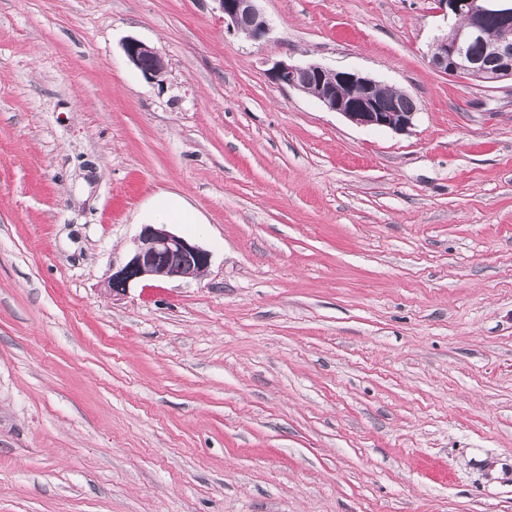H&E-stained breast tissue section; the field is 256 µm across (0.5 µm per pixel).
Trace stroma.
Wrapping results in <instances>:
<instances>
[{
  "mask_svg": "<svg viewBox=\"0 0 512 512\" xmlns=\"http://www.w3.org/2000/svg\"><path fill=\"white\" fill-rule=\"evenodd\" d=\"M259 6L0 0V512H512V82L432 68L433 0ZM163 199L208 270L107 290ZM260 0H216L224 28L253 42L264 41L270 31L269 20L260 9ZM123 49L128 60L146 79L162 81L159 78L165 75L167 63L158 51L134 38L127 39ZM272 74L281 86L305 93L327 111L339 113L358 126L406 133L414 125L416 106L403 108L397 100L402 91L383 87L373 77L292 59L278 61ZM379 92L391 100H384Z\"/></svg>",
  "mask_w": 512,
  "mask_h": 512,
  "instance_id": "obj_1",
  "label": "stroma"
}]
</instances>
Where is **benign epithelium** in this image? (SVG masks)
I'll use <instances>...</instances> for the list:
<instances>
[{"label":"benign epithelium","mask_w":512,"mask_h":512,"mask_svg":"<svg viewBox=\"0 0 512 512\" xmlns=\"http://www.w3.org/2000/svg\"><path fill=\"white\" fill-rule=\"evenodd\" d=\"M224 19V28L253 42L264 41L269 20L259 0H215ZM435 10L457 22L450 26L451 39L438 38L430 64L437 71L459 79L496 83L512 81V46L489 42L487 22L512 21V0H433ZM488 42L489 56H466L465 48L475 42ZM128 60L148 80H157L167 71L165 58L154 48L130 38L123 44ZM273 78L283 87L295 89L318 101L327 111L341 114L363 127L386 128L406 133L414 125L416 107L405 109L400 101L385 100L383 87L373 77L332 69L316 61L281 60L273 68ZM211 253L196 241L181 236L165 224L142 226L127 261L112 269L107 287L125 291L146 280H194L210 266Z\"/></svg>","instance_id":"1"}]
</instances>
